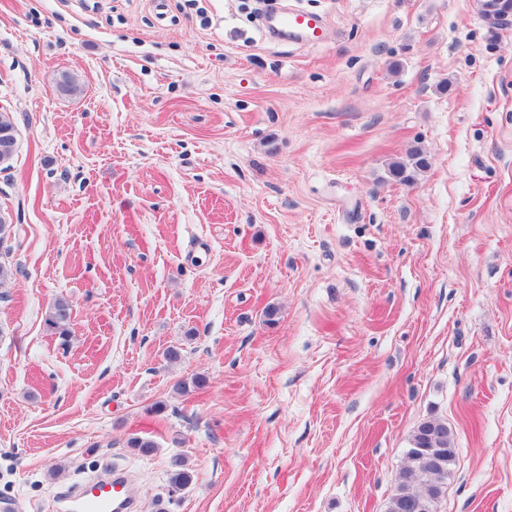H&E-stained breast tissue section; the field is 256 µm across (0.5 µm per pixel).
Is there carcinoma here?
<instances>
[{"instance_id": "carcinoma-1", "label": "carcinoma", "mask_w": 512, "mask_h": 512, "mask_svg": "<svg viewBox=\"0 0 512 512\" xmlns=\"http://www.w3.org/2000/svg\"><path fill=\"white\" fill-rule=\"evenodd\" d=\"M428 167L424 153L415 149L408 155V162H396L390 173L398 181L411 184L419 172ZM72 307L65 297L55 299L48 307L46 324L61 336L69 335ZM209 386V379L196 374L188 381L176 385L182 393L201 391ZM127 446L141 456H150L156 446L142 437H131ZM456 464L448 423L439 419L421 422L412 434L410 448L405 453V464L398 484L389 500L387 512H437V504L444 493L445 481ZM193 479V472L178 458L170 477L171 487L180 490Z\"/></svg>"}]
</instances>
